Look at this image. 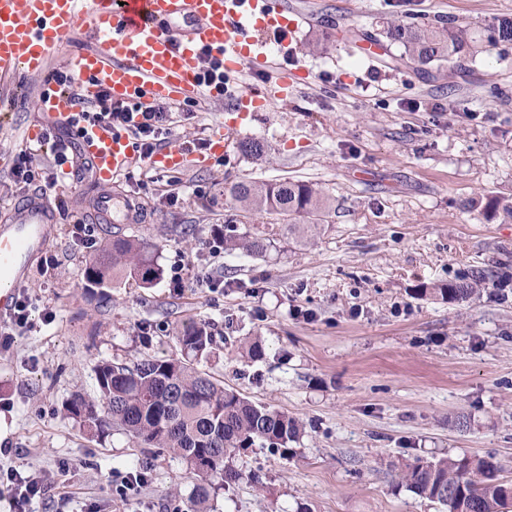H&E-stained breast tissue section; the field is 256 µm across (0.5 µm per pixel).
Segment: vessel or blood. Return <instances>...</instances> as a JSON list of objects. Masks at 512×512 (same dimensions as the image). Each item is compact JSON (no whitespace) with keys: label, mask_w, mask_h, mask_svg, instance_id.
<instances>
[{"label":"vessel or blood","mask_w":512,"mask_h":512,"mask_svg":"<svg viewBox=\"0 0 512 512\" xmlns=\"http://www.w3.org/2000/svg\"><path fill=\"white\" fill-rule=\"evenodd\" d=\"M300 20L283 0H0V78L42 75L57 58L79 78L89 101L103 90L113 101L139 106L174 105L202 94L220 100L224 84L202 83L206 59L218 60L228 75L247 65L275 68L266 34L295 37ZM78 29L92 49L59 57ZM293 87V79L280 75L270 91L238 90L230 106L235 116L213 129L206 154L184 144L165 146L151 155L149 167L166 173L199 165L207 154L223 156L241 127V113L258 111L273 98L287 100ZM39 108L41 122L30 128L29 139H40L48 126L71 127L101 187L96 216L105 224L132 223L130 197L109 190L140 159L130 135L80 120L67 95L42 96ZM57 221L55 204L39 192L26 194L0 220V321L11 314Z\"/></svg>","instance_id":"b4317fda"}]
</instances>
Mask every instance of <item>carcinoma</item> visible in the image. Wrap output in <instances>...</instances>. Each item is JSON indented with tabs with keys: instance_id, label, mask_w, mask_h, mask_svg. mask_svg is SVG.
Segmentation results:
<instances>
[{
	"instance_id": "carcinoma-1",
	"label": "carcinoma",
	"mask_w": 512,
	"mask_h": 512,
	"mask_svg": "<svg viewBox=\"0 0 512 512\" xmlns=\"http://www.w3.org/2000/svg\"><path fill=\"white\" fill-rule=\"evenodd\" d=\"M386 38L404 48L391 58L399 64L425 65L434 61L466 60L501 43L512 42V21L503 19L476 35L460 26H425L394 23ZM224 196L248 211L275 213L288 218L284 233L304 239L321 229L319 224H298L302 216L322 217L327 199L303 181L258 183L240 181L224 186ZM492 218L512 222V196L494 197L485 205ZM224 249L259 255L267 238L237 233L224 225ZM162 269L152 250L133 236H112L102 253L86 267L90 288H108L118 279L147 287L159 280ZM487 275L471 274V281L444 284L434 293L449 300L475 294ZM175 339L182 358L145 357L129 366L101 362L95 368L99 399H72L68 413L91 436L117 427L146 448H168L200 478L192 499V512H209V478L220 476L229 484L242 478L234 462L242 450L269 445L288 452V444L301 434L298 421L271 406L254 403L197 368L194 360L210 352L213 335L204 323L188 322ZM491 456L462 455L418 459L401 468L399 484L442 507L441 512H505L512 503V481Z\"/></svg>"
}]
</instances>
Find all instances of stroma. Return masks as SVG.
<instances>
[{
  "label": "stroma",
  "instance_id": "1",
  "mask_svg": "<svg viewBox=\"0 0 512 512\" xmlns=\"http://www.w3.org/2000/svg\"><path fill=\"white\" fill-rule=\"evenodd\" d=\"M281 68L306 67L289 100L246 117L224 156L187 171L120 185L146 212L141 224L95 225L94 245L74 236L90 211L93 176L60 177L68 208L30 281L53 319L0 348V466L53 475L32 512H177L196 480L161 449L145 452L121 431L91 437L67 412L95 397L94 368L147 356L178 358L175 329L208 324L215 342L199 369L249 400L298 418L288 451L254 446L243 477L213 479L216 512H438L396 483L415 458L493 455L512 479V285L448 301L431 287L470 269L512 278V222L488 218V198L512 195V44L465 63L387 64L395 21L454 23L483 33L512 18V0H313ZM45 78L0 84V208L22 191L13 160L40 119ZM171 141L208 138L228 118L202 101ZM264 143L262 156L240 145ZM299 180L329 199L310 242L281 234L277 214L244 216L224 196L238 181ZM179 201H167L169 190ZM215 224L271 241L259 256L212 253ZM143 240L164 271L152 287L120 281L90 290L87 264L113 234ZM184 286L172 288V268ZM260 337L266 356L247 359ZM147 480L127 497L122 476Z\"/></svg>",
  "mask_w": 512,
  "mask_h": 512
}]
</instances>
